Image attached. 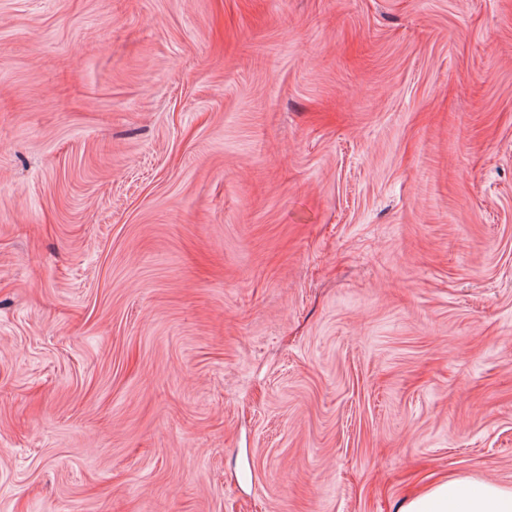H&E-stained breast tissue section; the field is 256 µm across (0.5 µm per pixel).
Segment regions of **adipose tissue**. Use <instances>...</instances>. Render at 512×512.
<instances>
[{
    "mask_svg": "<svg viewBox=\"0 0 512 512\" xmlns=\"http://www.w3.org/2000/svg\"><path fill=\"white\" fill-rule=\"evenodd\" d=\"M401 512H512V487L450 476L405 501Z\"/></svg>",
    "mask_w": 512,
    "mask_h": 512,
    "instance_id": "ef3b65f1",
    "label": "adipose tissue"
}]
</instances>
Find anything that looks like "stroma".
<instances>
[{"instance_id": "1", "label": "stroma", "mask_w": 512, "mask_h": 512, "mask_svg": "<svg viewBox=\"0 0 512 512\" xmlns=\"http://www.w3.org/2000/svg\"><path fill=\"white\" fill-rule=\"evenodd\" d=\"M512 486V0H0V512Z\"/></svg>"}]
</instances>
